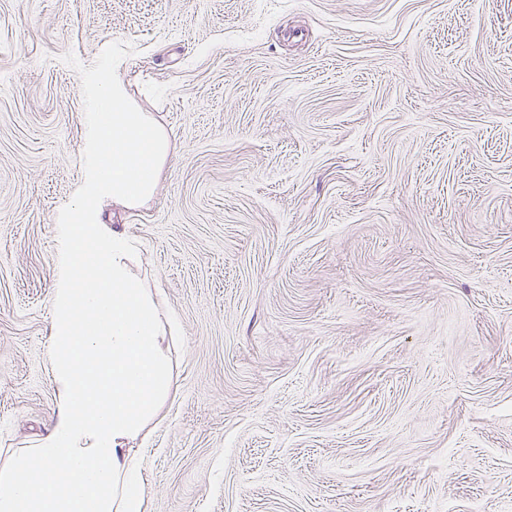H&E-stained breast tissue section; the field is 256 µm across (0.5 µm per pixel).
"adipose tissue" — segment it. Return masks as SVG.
I'll use <instances>...</instances> for the list:
<instances>
[{
  "mask_svg": "<svg viewBox=\"0 0 512 512\" xmlns=\"http://www.w3.org/2000/svg\"><path fill=\"white\" fill-rule=\"evenodd\" d=\"M121 65L89 82L85 182L59 226L48 338L57 407L47 436L0 463V512H145L143 438L172 389L179 333L131 270L127 235L99 207L144 205L170 155L165 130L129 100Z\"/></svg>",
  "mask_w": 512,
  "mask_h": 512,
  "instance_id": "ef3b65f1",
  "label": "adipose tissue"
}]
</instances>
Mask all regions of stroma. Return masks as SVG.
<instances>
[{
    "instance_id": "35a3bbf8",
    "label": "stroma",
    "mask_w": 512,
    "mask_h": 512,
    "mask_svg": "<svg viewBox=\"0 0 512 512\" xmlns=\"http://www.w3.org/2000/svg\"><path fill=\"white\" fill-rule=\"evenodd\" d=\"M112 51L172 147L103 214L181 328L147 512H512V0H0V452Z\"/></svg>"
}]
</instances>
